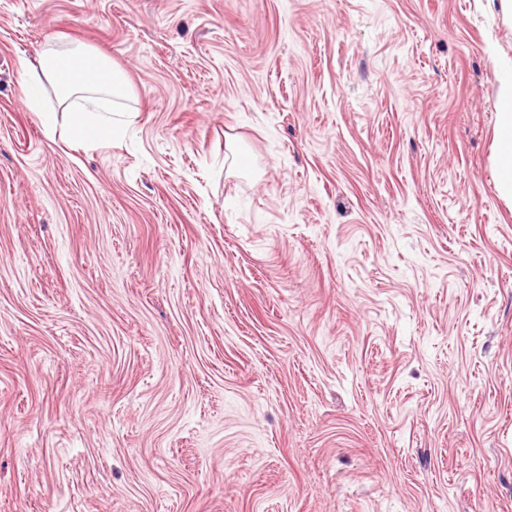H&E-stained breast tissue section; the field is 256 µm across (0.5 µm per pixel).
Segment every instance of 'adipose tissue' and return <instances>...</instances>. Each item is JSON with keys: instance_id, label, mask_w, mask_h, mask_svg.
<instances>
[{"instance_id": "ef3b65f1", "label": "adipose tissue", "mask_w": 512, "mask_h": 512, "mask_svg": "<svg viewBox=\"0 0 512 512\" xmlns=\"http://www.w3.org/2000/svg\"><path fill=\"white\" fill-rule=\"evenodd\" d=\"M30 81L48 79L54 85L55 103L38 93L27 95L30 111L40 113L44 133L54 137L56 110L69 115L67 133L72 140L92 144L109 143L120 137L137 116L130 107L132 87L127 76L107 56L86 46L66 50L44 49L39 64L28 67ZM498 114V190L512 199V74L501 80Z\"/></svg>"}]
</instances>
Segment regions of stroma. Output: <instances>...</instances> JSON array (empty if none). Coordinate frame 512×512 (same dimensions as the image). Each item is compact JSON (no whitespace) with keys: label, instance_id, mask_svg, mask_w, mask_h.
I'll use <instances>...</instances> for the list:
<instances>
[{"label":"stroma","instance_id":"1","mask_svg":"<svg viewBox=\"0 0 512 512\" xmlns=\"http://www.w3.org/2000/svg\"><path fill=\"white\" fill-rule=\"evenodd\" d=\"M128 76L47 138L22 61ZM493 0H0V512H512ZM65 68L70 69L68 76ZM39 70L27 66L29 80L41 82L43 76L53 83L56 101L69 115L67 133L72 140L111 143L137 117L138 111L125 104L132 97L127 76L97 50L46 48L39 55Z\"/></svg>","mask_w":512,"mask_h":512}]
</instances>
